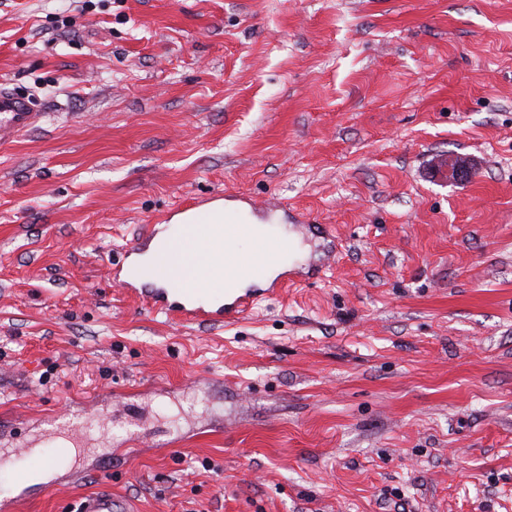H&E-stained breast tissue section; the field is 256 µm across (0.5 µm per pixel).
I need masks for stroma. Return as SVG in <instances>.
Segmentation results:
<instances>
[{
    "label": "stroma",
    "instance_id": "stroma-1",
    "mask_svg": "<svg viewBox=\"0 0 512 512\" xmlns=\"http://www.w3.org/2000/svg\"><path fill=\"white\" fill-rule=\"evenodd\" d=\"M94 2L0 0L44 114L0 146V499L512 512V0ZM217 192L334 236L288 225L295 285L223 325L111 284ZM72 435L82 476L22 488Z\"/></svg>",
    "mask_w": 512,
    "mask_h": 512
}]
</instances>
